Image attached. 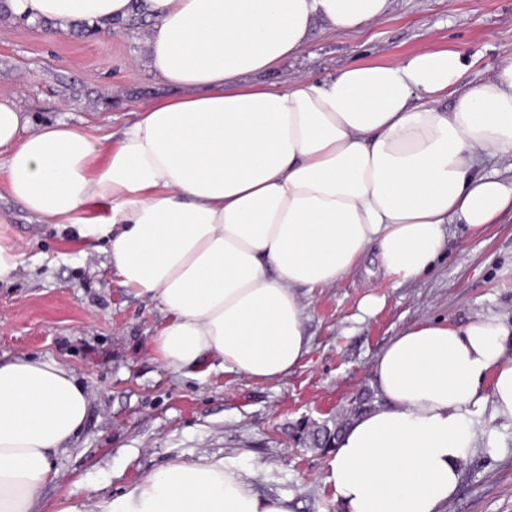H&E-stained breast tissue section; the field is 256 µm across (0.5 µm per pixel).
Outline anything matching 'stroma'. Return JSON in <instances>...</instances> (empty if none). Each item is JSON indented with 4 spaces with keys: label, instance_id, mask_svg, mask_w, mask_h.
<instances>
[{
    "label": "stroma",
    "instance_id": "35a3bbf8",
    "mask_svg": "<svg viewBox=\"0 0 512 512\" xmlns=\"http://www.w3.org/2000/svg\"><path fill=\"white\" fill-rule=\"evenodd\" d=\"M147 33L50 24L0 11V97L27 111L31 129L64 120L104 124L120 134L171 89L145 66ZM453 51L490 77L512 54V0H390L359 31L315 28L308 47L272 72L248 77L270 86L351 62L394 64ZM0 213L23 254L0 282V358L54 360L87 392L90 415L57 454L49 500L81 493L87 503L122 494L179 459L231 455L260 464L258 492L291 499L293 512H340L326 482L328 455L309 435L347 419L353 396L371 387V369L404 330L427 323L465 326L492 310L512 321V216L470 231L449 225L432 271L399 282L357 273L331 288L300 289L309 352L279 380L224 372L216 359L175 370L154 338L165 322L158 303L123 287L107 261L108 242L83 245L78 226L41 224L0 182ZM378 308L368 313L363 299ZM483 435L462 463L457 490L441 512H512V420L483 414Z\"/></svg>",
    "mask_w": 512,
    "mask_h": 512
}]
</instances>
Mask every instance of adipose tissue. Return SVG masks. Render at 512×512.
<instances>
[{"label": "adipose tissue", "instance_id": "adipose-tissue-1", "mask_svg": "<svg viewBox=\"0 0 512 512\" xmlns=\"http://www.w3.org/2000/svg\"><path fill=\"white\" fill-rule=\"evenodd\" d=\"M10 2L62 30L135 9L151 23L148 67L176 96L144 108L100 166L92 128L33 131L0 99V178L43 223L109 240L121 284L168 316L155 343L169 367L215 357L230 373L282 378L308 351L298 288L366 266L415 280L443 253L447 225L480 230L512 213V181L485 171L487 158H512L511 55L479 81L443 51L244 85L302 52L315 22L359 30L388 0ZM511 340L512 322L488 311L462 328L408 329L384 349L372 369L380 402L329 461L342 512H438L484 406L512 419ZM88 414L59 362L0 359V512H291L233 456L169 464L91 506L73 492L47 502L54 457Z\"/></svg>", "mask_w": 512, "mask_h": 512}]
</instances>
